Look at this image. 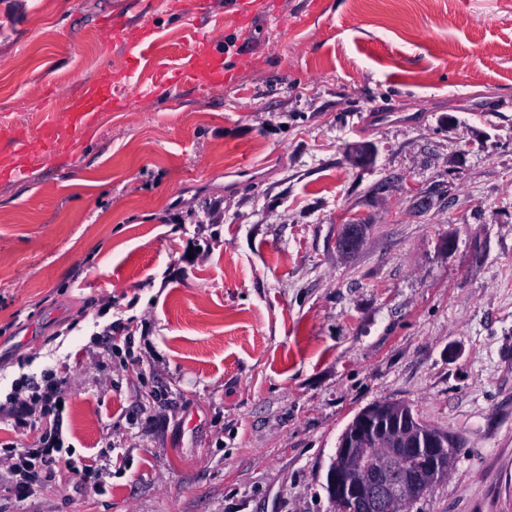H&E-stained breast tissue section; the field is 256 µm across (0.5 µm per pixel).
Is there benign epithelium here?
<instances>
[{"instance_id": "benign-epithelium-1", "label": "benign epithelium", "mask_w": 512, "mask_h": 512, "mask_svg": "<svg viewBox=\"0 0 512 512\" xmlns=\"http://www.w3.org/2000/svg\"><path fill=\"white\" fill-rule=\"evenodd\" d=\"M365 225L352 224L337 236L343 253L359 249ZM398 402H378L363 409L341 436L327 474V486L340 512H397L420 495L424 480L447 473L454 456L452 442L441 432H410ZM380 450L377 465L363 469L359 458L368 446Z\"/></svg>"}]
</instances>
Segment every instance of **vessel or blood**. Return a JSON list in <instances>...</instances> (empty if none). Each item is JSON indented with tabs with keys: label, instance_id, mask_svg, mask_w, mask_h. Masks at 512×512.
<instances>
[{
	"label": "vessel or blood",
	"instance_id": "obj_1",
	"mask_svg": "<svg viewBox=\"0 0 512 512\" xmlns=\"http://www.w3.org/2000/svg\"><path fill=\"white\" fill-rule=\"evenodd\" d=\"M228 8L238 26L252 28L259 13L265 10L264 0H229ZM113 35L120 42L122 52L128 58V65L121 70L118 79H104L87 88L81 94L68 100L65 111V123L43 122L34 143L21 144L16 149V157L10 164L0 167V173L19 177L25 172L26 161L35 155L50 156L55 154L63 144L65 137L86 133L95 122L98 112L112 109L123 110L131 104L126 92L135 78L139 64L145 60L152 48L148 36L128 41L124 38V21L116 17L112 20ZM186 75L197 80L220 84L223 83L227 70L224 58L215 50V39L206 28H197L195 32V49L187 62Z\"/></svg>",
	"mask_w": 512,
	"mask_h": 512
}]
</instances>
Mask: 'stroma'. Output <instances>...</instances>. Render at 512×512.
Segmentation results:
<instances>
[{
	"mask_svg": "<svg viewBox=\"0 0 512 512\" xmlns=\"http://www.w3.org/2000/svg\"><path fill=\"white\" fill-rule=\"evenodd\" d=\"M205 2L0 0V158L125 67L104 15L157 89L0 177V397L65 377L88 464L0 512H332L381 401L460 440L410 512H512V0H274L220 86L177 77ZM365 224H350L348 230H342L337 236V247L343 253H352L359 249L366 235Z\"/></svg>",
	"mask_w": 512,
	"mask_h": 512,
	"instance_id": "stroma-1",
	"label": "stroma"
}]
</instances>
